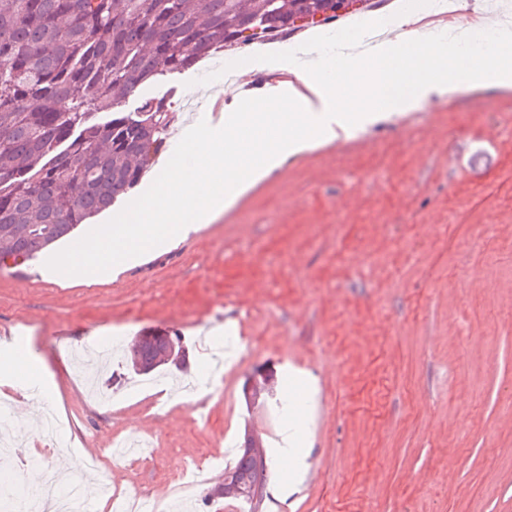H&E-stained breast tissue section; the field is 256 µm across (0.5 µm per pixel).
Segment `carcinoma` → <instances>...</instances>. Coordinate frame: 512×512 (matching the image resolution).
<instances>
[{
	"instance_id": "cac0c4a2",
	"label": "carcinoma",
	"mask_w": 512,
	"mask_h": 512,
	"mask_svg": "<svg viewBox=\"0 0 512 512\" xmlns=\"http://www.w3.org/2000/svg\"><path fill=\"white\" fill-rule=\"evenodd\" d=\"M358 0H0V262L33 260L133 188L165 151L170 100L126 101L231 45L329 24ZM169 363L162 339L128 357ZM267 465L242 450L224 478L258 512Z\"/></svg>"
}]
</instances>
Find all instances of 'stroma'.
<instances>
[{"label": "stroma", "instance_id": "obj_1", "mask_svg": "<svg viewBox=\"0 0 512 512\" xmlns=\"http://www.w3.org/2000/svg\"><path fill=\"white\" fill-rule=\"evenodd\" d=\"M229 49L152 87L171 123L208 118L199 78L249 54ZM43 260L0 266V334L37 358L23 398L61 412L56 443L12 449L29 473L97 458L113 493L162 512L185 464L204 463L203 512L227 448L245 432L269 462L261 512H512V91L434 99L284 165L213 223L111 280H44ZM184 338L182 382L211 384L198 423L167 379L129 373L146 332ZM241 346L232 367L201 336ZM272 393L248 406V380ZM317 392L304 473L275 464L273 439L301 385ZM134 433L146 454L114 461Z\"/></svg>", "mask_w": 512, "mask_h": 512}]
</instances>
